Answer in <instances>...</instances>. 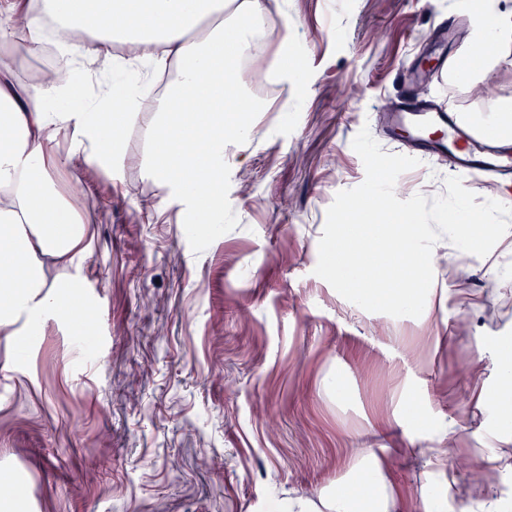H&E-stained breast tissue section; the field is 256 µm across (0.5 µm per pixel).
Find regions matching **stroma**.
<instances>
[{
    "label": "stroma",
    "instance_id": "stroma-1",
    "mask_svg": "<svg viewBox=\"0 0 512 512\" xmlns=\"http://www.w3.org/2000/svg\"><path fill=\"white\" fill-rule=\"evenodd\" d=\"M471 17L468 0H279L265 67L279 72L282 35L302 81L251 113L254 134L224 141V207L208 223L188 204L156 212L165 196L133 160L119 179L87 172L79 207L93 233L81 294L98 322L86 333L48 320L31 336L0 335V474L12 493L0 512H253L271 493L317 496L344 462L406 444L414 427L463 424L454 453L475 456L496 424L477 409L470 369L488 383L497 337L512 336V270L458 261L433 248L443 313L395 318L347 301L316 276L318 242L337 192L365 179L352 148L369 128L383 152L382 117L402 93L401 73L430 53L441 18ZM472 83L445 76L416 86L487 125L512 100V43ZM447 164L403 173L395 194H444ZM340 371L346 399L324 387ZM424 407L403 421L401 400ZM108 465L92 469L93 455ZM179 460L172 471L171 460ZM409 505L430 482L421 462L394 457ZM472 498L512 500V473L455 474Z\"/></svg>",
    "mask_w": 512,
    "mask_h": 512
}]
</instances>
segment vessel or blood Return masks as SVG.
Instances as JSON below:
<instances>
[{"instance_id":"obj_1","label":"vessel or blood","mask_w":512,"mask_h":512,"mask_svg":"<svg viewBox=\"0 0 512 512\" xmlns=\"http://www.w3.org/2000/svg\"><path fill=\"white\" fill-rule=\"evenodd\" d=\"M385 134L393 141L407 140L421 157L447 152L448 164L457 173L512 178V157L501 152L498 138L465 122L446 105L403 98L391 113Z\"/></svg>"}]
</instances>
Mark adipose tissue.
Masks as SVG:
<instances>
[{"label": "adipose tissue", "mask_w": 512, "mask_h": 512, "mask_svg": "<svg viewBox=\"0 0 512 512\" xmlns=\"http://www.w3.org/2000/svg\"><path fill=\"white\" fill-rule=\"evenodd\" d=\"M473 11L490 19L472 37L489 70L512 42V17L498 0H474ZM266 20V0H7L0 7L1 45L18 34L32 52L50 39L61 42L56 76L33 90H19L13 81L21 58L0 60V282H10L0 285L1 336L20 335L50 318L71 321L89 226L56 176L80 165L107 174L124 167L129 121L140 122L148 149L138 163L168 188L167 204L190 202L197 220L223 207L224 135L246 139L255 131L238 109L245 93L240 64L264 55ZM91 30L97 37L89 41ZM102 57L117 72L168 66L174 77L142 103L124 83H99L90 65ZM62 131L70 136L63 155L53 149ZM511 350L512 337L502 339L497 382L478 391L498 426L489 434L494 448L473 462L477 470L512 471V454L498 448L512 436ZM453 434L447 422H437L428 445L411 451L432 485L420 512H448ZM390 454L381 448L353 456L317 497L271 494L256 512H398ZM363 483L369 487L364 496L358 492Z\"/></svg>", "instance_id": "1"}]
</instances>
